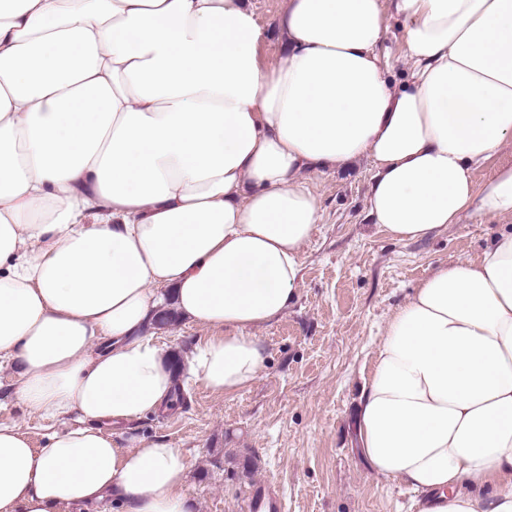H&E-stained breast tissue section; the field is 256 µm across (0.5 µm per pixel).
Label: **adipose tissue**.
<instances>
[{
	"instance_id": "ef3b65f1",
	"label": "adipose tissue",
	"mask_w": 512,
	"mask_h": 512,
	"mask_svg": "<svg viewBox=\"0 0 512 512\" xmlns=\"http://www.w3.org/2000/svg\"><path fill=\"white\" fill-rule=\"evenodd\" d=\"M400 18L394 79L380 48ZM282 48L246 0H0V512H191L186 455L103 431L230 394L266 367L251 328L301 279L319 201L301 175L367 157L400 241L512 218V0H285ZM206 328L182 373L161 310ZM355 430L415 512H512V228L438 265L392 315ZM16 378V368L3 364L0 368V425H20L28 434L32 447H43L47 436L59 424L37 415L27 414L9 398L10 386Z\"/></svg>"
}]
</instances>
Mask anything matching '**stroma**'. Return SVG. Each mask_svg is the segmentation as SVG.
<instances>
[{"label": "stroma", "instance_id": "1", "mask_svg": "<svg viewBox=\"0 0 512 512\" xmlns=\"http://www.w3.org/2000/svg\"><path fill=\"white\" fill-rule=\"evenodd\" d=\"M371 175L366 159L305 173L320 224L302 251L296 298L253 330L267 349L258 379L225 395L196 384L175 407L132 422L186 454L195 512H246L247 487L264 479L286 512H412L415 492L369 472L358 452L360 391L413 289L439 263L475 257L502 223L466 217L429 238L394 240L367 214ZM15 378V367L0 366V425H20L43 447L56 424L10 400Z\"/></svg>", "mask_w": 512, "mask_h": 512}]
</instances>
